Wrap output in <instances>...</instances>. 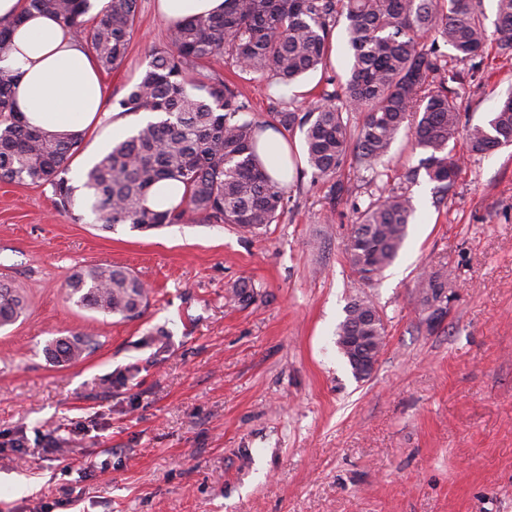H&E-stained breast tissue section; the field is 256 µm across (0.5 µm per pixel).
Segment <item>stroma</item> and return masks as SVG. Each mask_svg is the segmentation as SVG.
<instances>
[{"label":"stroma","mask_w":512,"mask_h":512,"mask_svg":"<svg viewBox=\"0 0 512 512\" xmlns=\"http://www.w3.org/2000/svg\"><path fill=\"white\" fill-rule=\"evenodd\" d=\"M155 0H140L119 67L122 98L152 48L168 43ZM463 120L486 122L512 92V56L488 45L477 65L444 49ZM350 61L344 25L326 67L285 93L244 82L251 113L304 111L339 90ZM273 224H166L106 231L82 205L58 212L50 186L0 182V282L25 315L0 329V512H512V147L473 154L437 189L400 136L383 182L354 158L314 179L303 135ZM414 179H407V172ZM349 194L333 196V180ZM417 213L395 262L372 284L347 253L359 208L382 186ZM127 267L149 290L130 320L66 297L77 270ZM451 272L448 313L428 329L417 284ZM253 298L238 301L239 282ZM379 309L385 346L356 379L336 346L354 298ZM93 339L57 363L60 337Z\"/></svg>","instance_id":"stroma-1"}]
</instances>
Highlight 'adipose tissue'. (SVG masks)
<instances>
[{
  "mask_svg": "<svg viewBox=\"0 0 512 512\" xmlns=\"http://www.w3.org/2000/svg\"><path fill=\"white\" fill-rule=\"evenodd\" d=\"M0 67L19 77L15 107L38 129L87 134L106 114L105 87L83 43L46 14L26 17Z\"/></svg>",
  "mask_w": 512,
  "mask_h": 512,
  "instance_id": "obj_1",
  "label": "adipose tissue"
}]
</instances>
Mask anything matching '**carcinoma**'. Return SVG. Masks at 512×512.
<instances>
[{
  "instance_id": "cac0c4a2",
  "label": "carcinoma",
  "mask_w": 512,
  "mask_h": 512,
  "mask_svg": "<svg viewBox=\"0 0 512 512\" xmlns=\"http://www.w3.org/2000/svg\"><path fill=\"white\" fill-rule=\"evenodd\" d=\"M25 13L56 17L92 52L100 71L121 63L133 36L139 0H109L85 19L91 0H22ZM224 12L191 17L169 29V42L153 48L146 68L118 101L123 113L154 112L157 118L118 142L87 172L85 204L103 229L129 224L152 229L164 224H234L244 230L277 221L285 206L284 186L266 171L256 152L267 129L299 128L308 166L316 178L332 177L348 154L372 180L401 132L422 150L420 166L446 188L461 168L451 141L465 136L468 150L485 154L512 145V95L483 124H462L457 93L448 88L441 46L461 61L482 55L488 40L481 0H224ZM352 64L342 92L304 113L274 112L272 121L251 116L239 87L198 67L230 58L239 78H262L289 86L325 65L330 36L340 19ZM495 32L503 54H512V0H497ZM16 77L0 68V180L49 185L56 206L70 212L74 187L67 178L82 139H60L28 125L14 108ZM362 115L352 131L350 113ZM171 181L183 188L177 205H148L153 187ZM416 207L406 192L391 188L358 211L349 238V259L369 283L398 256ZM455 287L448 272L421 280L419 306L427 325L444 315ZM67 296L77 306L123 319L141 313L148 291L126 269L96 265L74 273ZM26 310L18 289L0 285V327ZM360 336L377 359L386 326L375 305L357 297L346 309L336 341ZM90 340L57 339L58 362L85 358Z\"/></svg>"
}]
</instances>
